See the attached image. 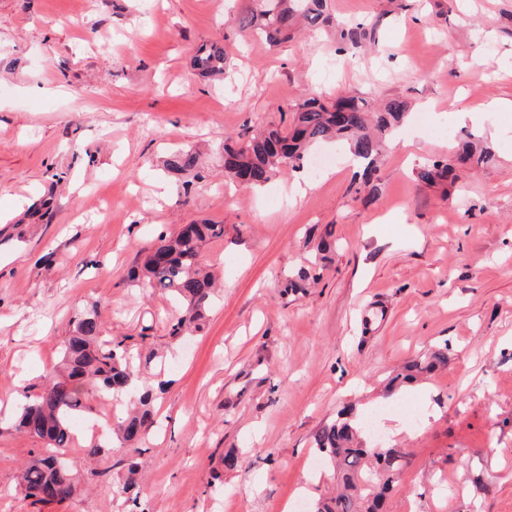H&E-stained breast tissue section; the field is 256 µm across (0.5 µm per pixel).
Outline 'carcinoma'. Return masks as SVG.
<instances>
[{
	"instance_id": "1",
	"label": "carcinoma",
	"mask_w": 512,
	"mask_h": 512,
	"mask_svg": "<svg viewBox=\"0 0 512 512\" xmlns=\"http://www.w3.org/2000/svg\"><path fill=\"white\" fill-rule=\"evenodd\" d=\"M326 0H259V7L240 18L239 28L253 27L273 43L288 41L299 23L316 26L329 21ZM377 23L336 26L337 52L355 56L367 42L375 40ZM191 65L199 75L216 80L226 72L224 44L204 41L196 47ZM408 111L400 98L385 100L378 110L370 109L362 97L342 96L330 104L319 95L306 97L299 105L291 128L270 125L243 142L224 140V173L252 187L267 183L279 167H303L308 148L329 140L346 141L354 156L366 162V171L377 170L381 139L373 134L398 126ZM495 154L488 147H476L464 141L456 165L484 167ZM167 172L178 178L199 173V155L193 149L178 150L164 161ZM455 165L429 161L415 169L416 177L434 184L454 175ZM224 237V225L208 221L183 226L172 235L159 237L145 249L142 264L131 267L130 282L165 290L185 307L187 316L171 325L170 335L183 336L200 328L215 296V280L207 271L201 255L203 244ZM330 245L321 242L309 266L289 277L284 292L305 287L315 279L314 271L326 261ZM100 322L98 304L85 307L72 321L64 344L61 369L44 375L42 392L26 398L20 407L15 429L47 444L46 454L32 459L21 471V481L29 495L39 501L62 502L75 492V477L68 463L56 454L73 437L74 418L87 408L85 386L92 385L103 394L119 397L134 393L138 407L115 416L110 425L112 444L124 448L142 440L154 422L151 387L142 377L143 369L156 361L146 354L116 341L98 342ZM448 364V343L420 355L393 377V381L413 382ZM363 427L355 408L348 406L336 421L321 428L315 445L337 473L340 489L333 497L320 499L314 512H383L393 482L408 463L409 452L394 446H370L362 438Z\"/></svg>"
}]
</instances>
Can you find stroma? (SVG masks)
<instances>
[{"label":"stroma","mask_w":512,"mask_h":512,"mask_svg":"<svg viewBox=\"0 0 512 512\" xmlns=\"http://www.w3.org/2000/svg\"><path fill=\"white\" fill-rule=\"evenodd\" d=\"M251 0H0V512H126L131 464L143 512H292L328 495L333 469L314 437L346 402L378 411L381 443L410 464L386 512H512V0H327L331 24L270 45L240 31ZM378 21L358 64L336 58L334 22ZM206 40L223 41L229 76L194 74ZM400 97L404 124L386 141L373 190L338 163L276 174L263 188L224 181L217 146L290 122L308 92ZM478 108L451 137L421 118ZM489 146L494 165L427 185L414 170ZM191 147V190L163 160ZM65 172L61 184L52 175ZM308 184L305 196L294 183ZM54 213L27 210L47 191ZM206 219L223 238L204 261L223 284L188 337L165 294L123 281L159 235ZM336 249L315 284L283 293L319 239ZM98 304L101 339L164 355L155 426L143 453L103 448L76 429L61 449L79 476L63 502L20 484L41 441L14 428L61 355L70 322ZM447 366L395 394L386 379L436 345ZM237 452L241 464L224 465Z\"/></svg>","instance_id":"obj_1"}]
</instances>
